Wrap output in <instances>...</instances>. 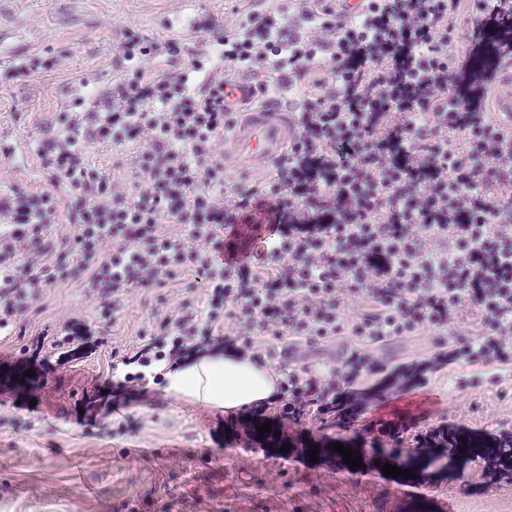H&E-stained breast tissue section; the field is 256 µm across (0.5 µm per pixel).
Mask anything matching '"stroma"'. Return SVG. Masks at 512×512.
<instances>
[{
    "instance_id": "1",
    "label": "stroma",
    "mask_w": 512,
    "mask_h": 512,
    "mask_svg": "<svg viewBox=\"0 0 512 512\" xmlns=\"http://www.w3.org/2000/svg\"><path fill=\"white\" fill-rule=\"evenodd\" d=\"M248 0H17L23 28L0 44V143L33 140L68 106L76 79L100 84L116 75L122 27L154 38L168 34L179 15L216 23L239 18ZM55 53L62 66L29 78H12L15 61ZM34 153L0 160V195L48 185ZM204 286L190 274L168 281L163 291H137L111 314L89 301L80 283L43 289L18 322L27 336L72 319L103 336L107 345L60 366L43 351L26 359L24 337L0 335V512H512V472L480 470L464 461L447 471L429 465V451L416 477L350 471L330 459L311 462L310 444L338 443L352 436L372 441L370 426L417 419L463 422L477 430L512 423V365L496 372L452 364L433 374L426 392L441 405L408 402L401 391L371 396L373 379L353 425L335 419L295 425L279 420L277 405L262 416H229L169 396L148 384L130 392L114 411L87 412L84 395L111 376L112 350L129 349L164 315L174 314L186 293L203 300ZM166 294L159 308L157 294ZM429 329L385 343L377 356L394 367L425 357L441 341ZM351 344L341 339L316 348L299 345L292 359L273 358L275 374L304 366L340 367ZM271 422L283 454L268 437L248 439L245 430Z\"/></svg>"
}]
</instances>
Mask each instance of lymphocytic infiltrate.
Wrapping results in <instances>:
<instances>
[{
  "instance_id": "1",
  "label": "lymphocytic infiltrate",
  "mask_w": 512,
  "mask_h": 512,
  "mask_svg": "<svg viewBox=\"0 0 512 512\" xmlns=\"http://www.w3.org/2000/svg\"><path fill=\"white\" fill-rule=\"evenodd\" d=\"M474 8L462 34V0H278L231 27L206 23V51L192 56L179 39L123 28L120 74L101 89L78 81L62 133L36 146L54 187L0 196V334L43 286L82 280L108 310L183 271L203 278L202 305L184 301L147 340L113 351V392L162 384L158 364L203 350L261 365L265 339L357 338L340 369L280 382L279 415L298 424L351 404L363 378L390 386L373 346L448 328L464 310L481 333L405 366L412 387L447 364H511L512 149L485 98L512 10ZM244 74L254 103L288 98L300 134L260 185L238 191L217 144L234 120L224 86ZM94 144L138 145L132 181L92 168ZM260 213L277 227L262 254L232 271L213 264L225 225ZM64 217L76 233L53 236ZM352 295L366 308L350 320ZM88 342L69 322L28 348L52 347L65 365Z\"/></svg>"
}]
</instances>
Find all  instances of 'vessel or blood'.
Returning a JSON list of instances; mask_svg holds the SVG:
<instances>
[{
  "label": "vessel or blood",
  "instance_id": "vessel-or-blood-1",
  "mask_svg": "<svg viewBox=\"0 0 512 512\" xmlns=\"http://www.w3.org/2000/svg\"><path fill=\"white\" fill-rule=\"evenodd\" d=\"M496 89L489 99L492 111L512 119V62L505 63L495 77ZM298 137L294 112L281 102L270 101L267 106L243 115L233 131L224 138V170L259 172L280 158ZM269 224L251 227L228 224L224 227V248L220 260L225 268L246 264L261 253L262 242L271 236Z\"/></svg>",
  "mask_w": 512,
  "mask_h": 512
}]
</instances>
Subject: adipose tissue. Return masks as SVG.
Returning <instances> with one entry per match:
<instances>
[{
    "mask_svg": "<svg viewBox=\"0 0 512 512\" xmlns=\"http://www.w3.org/2000/svg\"><path fill=\"white\" fill-rule=\"evenodd\" d=\"M167 391L194 404L244 412L277 396V376L247 359L206 356L166 372Z\"/></svg>",
    "mask_w": 512,
    "mask_h": 512,
    "instance_id": "1",
    "label": "adipose tissue"
}]
</instances>
